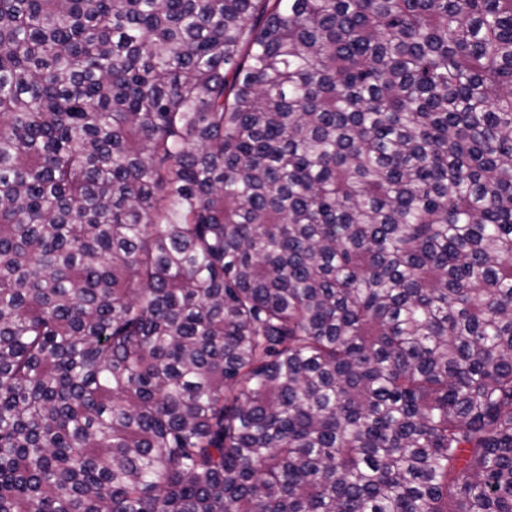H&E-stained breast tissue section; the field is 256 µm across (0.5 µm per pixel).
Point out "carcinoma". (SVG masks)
Segmentation results:
<instances>
[{"label":"carcinoma","instance_id":"cac0c4a2","mask_svg":"<svg viewBox=\"0 0 512 512\" xmlns=\"http://www.w3.org/2000/svg\"><path fill=\"white\" fill-rule=\"evenodd\" d=\"M0 512H512V0H0Z\"/></svg>","mask_w":512,"mask_h":512}]
</instances>
